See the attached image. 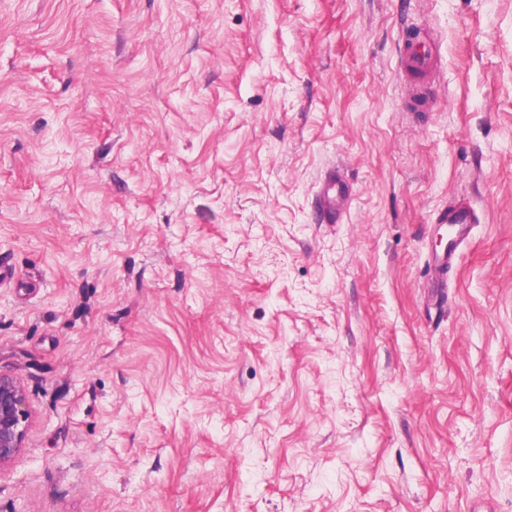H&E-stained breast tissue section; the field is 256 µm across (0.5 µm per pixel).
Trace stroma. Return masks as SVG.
I'll use <instances>...</instances> for the list:
<instances>
[{"label": "stroma", "instance_id": "stroma-1", "mask_svg": "<svg viewBox=\"0 0 512 512\" xmlns=\"http://www.w3.org/2000/svg\"><path fill=\"white\" fill-rule=\"evenodd\" d=\"M0 372V512H512V0H0ZM401 65L405 72L410 74L413 71L421 82L425 83L436 74L439 62L436 55L432 52L430 44L419 33L405 42ZM350 196V188L347 183L336 174V166L327 173L320 195L321 207L324 211L336 219V205L344 204ZM440 221L441 225H450V238L453 242L448 251L431 256V263L436 271L443 273L456 260L459 246L469 238L474 224V213L469 206L460 204L443 212ZM32 410L24 386L0 374V471L14 464L26 448Z\"/></svg>", "mask_w": 512, "mask_h": 512}]
</instances>
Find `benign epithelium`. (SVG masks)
<instances>
[{"label": "benign epithelium", "instance_id": "1", "mask_svg": "<svg viewBox=\"0 0 512 512\" xmlns=\"http://www.w3.org/2000/svg\"><path fill=\"white\" fill-rule=\"evenodd\" d=\"M32 410L24 386L0 374V470L14 464L26 448Z\"/></svg>", "mask_w": 512, "mask_h": 512}]
</instances>
